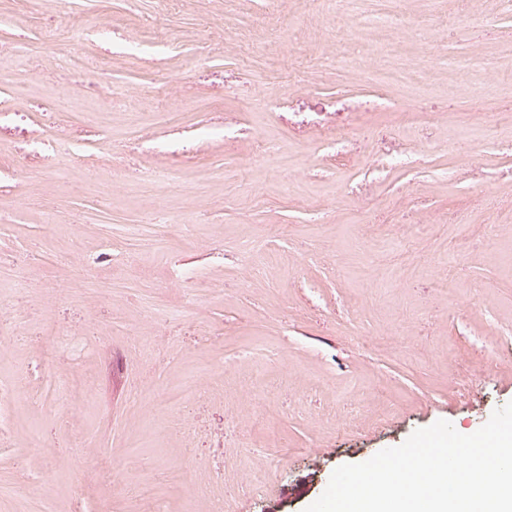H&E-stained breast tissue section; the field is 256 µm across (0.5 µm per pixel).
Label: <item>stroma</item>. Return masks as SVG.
<instances>
[{
  "instance_id": "obj_1",
  "label": "stroma",
  "mask_w": 512,
  "mask_h": 512,
  "mask_svg": "<svg viewBox=\"0 0 512 512\" xmlns=\"http://www.w3.org/2000/svg\"><path fill=\"white\" fill-rule=\"evenodd\" d=\"M382 40L398 75L365 81ZM509 113L512 0H0V389L34 390L0 402V512H136L133 478L304 512L416 429L477 431L512 402ZM60 374L91 389L66 421ZM197 390V378L195 376L186 377L181 385V390L178 394L172 395L165 391H160L157 394L158 411L162 420L159 430L163 431L167 428V424L172 422L173 410L180 399H184L193 395Z\"/></svg>"
}]
</instances>
